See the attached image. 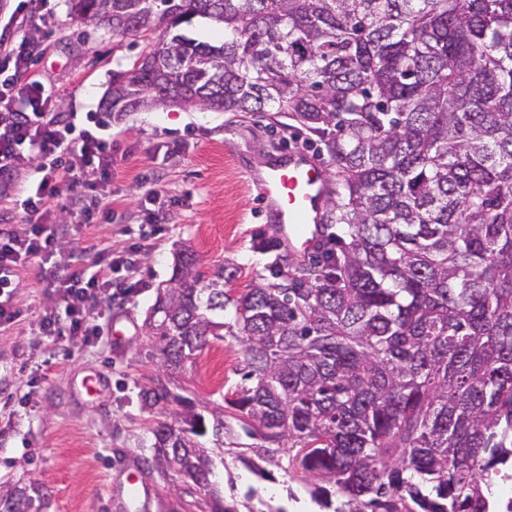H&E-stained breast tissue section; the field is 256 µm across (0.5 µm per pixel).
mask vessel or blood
Instances as JSON below:
<instances>
[{
	"instance_id": "1",
	"label": "vessel or blood",
	"mask_w": 512,
	"mask_h": 512,
	"mask_svg": "<svg viewBox=\"0 0 512 512\" xmlns=\"http://www.w3.org/2000/svg\"><path fill=\"white\" fill-rule=\"evenodd\" d=\"M253 182L273 208L280 238L295 254H307L320 239L318 219L327 190L316 159L305 149L295 148L287 161Z\"/></svg>"
}]
</instances>
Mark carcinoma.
I'll list each match as a JSON object with an SVG mask.
<instances>
[{
    "label": "carcinoma",
    "mask_w": 512,
    "mask_h": 512,
    "mask_svg": "<svg viewBox=\"0 0 512 512\" xmlns=\"http://www.w3.org/2000/svg\"><path fill=\"white\" fill-rule=\"evenodd\" d=\"M121 36L164 29L113 74L115 117L178 105L285 114L327 157L309 263L281 257L238 292L182 249L151 312L166 370L210 339L242 348L224 397L255 454L303 474L322 512H512V0H69ZM219 42L181 34L197 19ZM152 463L238 512L216 487L223 413L157 380ZM25 487L0 512H45Z\"/></svg>",
    "instance_id": "obj_1"
}]
</instances>
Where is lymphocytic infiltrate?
Masks as SVG:
<instances>
[{
    "mask_svg": "<svg viewBox=\"0 0 512 512\" xmlns=\"http://www.w3.org/2000/svg\"><path fill=\"white\" fill-rule=\"evenodd\" d=\"M36 51L26 37H0V188L22 191L30 176H37V191L23 203V215L14 224H0V325L20 315L10 287L15 278L34 261L48 262L60 242L75 227H87L100 220L102 200L112 185V149L92 128L73 132L70 124L46 112L45 90L36 79L16 88L15 78L25 73ZM27 144L35 151L36 165L25 166L18 152ZM93 180H86V173ZM68 193L69 212L74 224L47 221L51 199ZM140 244L120 254L111 247L71 252L61 275L51 286L65 302L64 313L48 309L42 314L37 334L48 342L63 336L82 337L95 342L99 329L91 312L112 300V275L125 272L134 279Z\"/></svg>",
    "mask_w": 512,
    "mask_h": 512,
    "instance_id": "f902f5d3",
    "label": "lymphocytic infiltrate"
}]
</instances>
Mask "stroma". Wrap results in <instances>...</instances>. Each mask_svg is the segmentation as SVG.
<instances>
[{"mask_svg":"<svg viewBox=\"0 0 512 512\" xmlns=\"http://www.w3.org/2000/svg\"><path fill=\"white\" fill-rule=\"evenodd\" d=\"M18 0H0V35H26L38 42L30 76L40 80L49 109L68 115L75 130L105 121L116 174L109 220L61 242L60 257L92 242L119 252L142 243L140 285L115 299L98 319L101 336L85 344L73 338L52 344L36 334L45 309H64L45 293L50 266L34 262L14 284L20 317L0 326V491L47 490L48 512H204V495L173 488L147 466L150 430L164 409L144 406L138 393L157 378L192 402L196 410H223L224 396L240 381L242 350L233 340H214L195 363L167 374L147 317L158 288L172 275L178 249L195 251L198 269L213 275L224 266L241 270V282L264 274L285 245L256 249L274 232L269 211L250 176L286 156L306 136L284 129V116L164 107L105 119L102 100L112 75L131 69L145 37L116 36L73 19L67 0H35L34 15L17 23ZM98 376L101 390L87 395L82 380ZM224 412V464L216 470L224 497L239 512L266 505L287 512H315L302 483L281 469L269 478L255 473L257 458L247 437ZM141 488L130 498L129 479Z\"/></svg>","mask_w":512,"mask_h":512,"instance_id":"1","label":"stroma"}]
</instances>
